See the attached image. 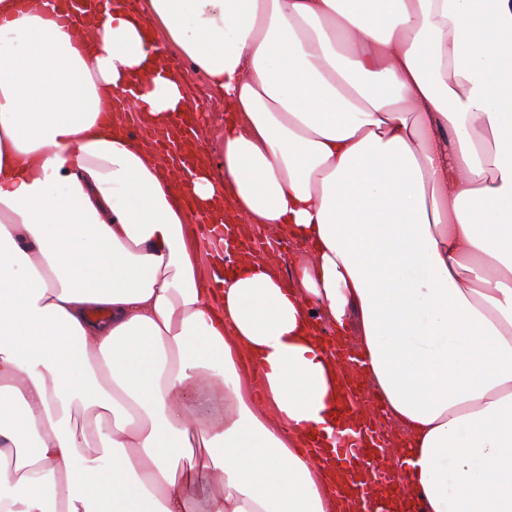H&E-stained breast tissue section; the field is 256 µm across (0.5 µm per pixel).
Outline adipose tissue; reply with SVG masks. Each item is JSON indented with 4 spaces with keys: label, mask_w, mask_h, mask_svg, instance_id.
Returning a JSON list of instances; mask_svg holds the SVG:
<instances>
[{
    "label": "adipose tissue",
    "mask_w": 512,
    "mask_h": 512,
    "mask_svg": "<svg viewBox=\"0 0 512 512\" xmlns=\"http://www.w3.org/2000/svg\"><path fill=\"white\" fill-rule=\"evenodd\" d=\"M170 48L222 178L130 131L187 106ZM203 212L293 281L207 288ZM328 326L404 498L512 512V0H0V512H339ZM165 58H172L181 63L180 69L174 70V72L183 75L191 85L192 91L189 104L200 106L205 110L208 123L202 131L201 141L212 152L214 173L216 176H219L224 173L223 168H221L222 160L217 151L218 143L224 137V99L209 96L210 91L206 87L205 82L190 70L188 62L179 56L178 53L167 54L162 57V61ZM266 236H269L270 240L272 241L276 253H279L282 255L283 260V273L284 276L287 278H290V272H291V262L294 257H297L298 254H301L302 249H300L298 246L294 244H287L285 241H281L278 231L275 227H270L266 232Z\"/></svg>",
    "instance_id": "adipose-tissue-1"
}]
</instances>
